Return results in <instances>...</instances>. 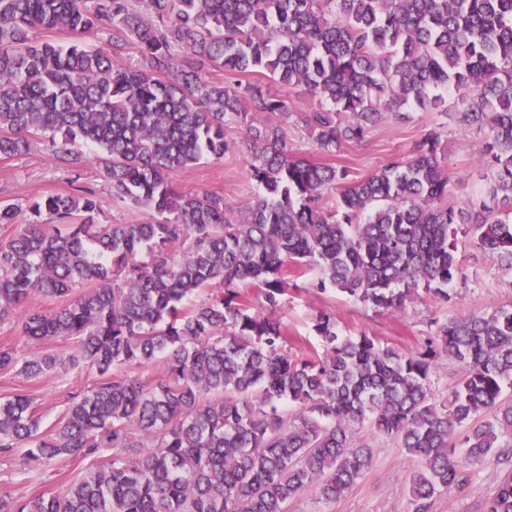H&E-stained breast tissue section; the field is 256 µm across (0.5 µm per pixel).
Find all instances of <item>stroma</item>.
Listing matches in <instances>:
<instances>
[{
  "instance_id": "obj_1",
  "label": "stroma",
  "mask_w": 512,
  "mask_h": 512,
  "mask_svg": "<svg viewBox=\"0 0 512 512\" xmlns=\"http://www.w3.org/2000/svg\"><path fill=\"white\" fill-rule=\"evenodd\" d=\"M279 96L287 99L291 109L282 118L288 144L307 159L319 162L323 155L305 127L307 112L317 107L319 100L303 87H277ZM446 112L414 111L407 122L385 118L358 144L345 145L332 156L334 165L347 168L352 176L366 177L376 172L390 159L407 155L413 144L433 125L444 128L442 145L446 154L451 184L448 200L457 204L482 193L486 186L479 174L478 162L485 143V134L476 129L462 128L458 121L455 96H447ZM225 136L232 150L224 158H206L201 163L181 171L173 178L179 192H208L224 195L238 205L250 202L258 187L250 176L251 157L243 145L245 132L235 123L229 124ZM79 189L95 192L100 203L99 221L103 224H135L149 217L148 210L128 207L113 198L112 185L106 177L105 164L93 151H85L80 164L67 166L52 153L47 141L33 139L24 154L0 157V203L26 206L29 199L55 193H75ZM462 271L453 284L450 302L435 300L427 293L408 304L404 312L389 315L330 289L322 293L306 290L305 279H298L289 290L278 311L288 328L295 347L315 342L313 331L317 315L335 317L337 328L345 334L366 333L388 341L401 350L419 346L430 332L433 318H453L477 310L490 311L512 305V272L501 266L496 257L482 250L475 239L460 241L457 253ZM14 347L26 357L41 354L76 355L77 344L72 340L31 343L22 336L20 319L0 322V346ZM97 374L86 365L69 367L38 379L24 381L13 372L0 370V398L23 391L34 400L41 431L50 430L61 417L69 393L90 389ZM359 437L372 441V465L369 472L344 495L333 502L321 500L317 486H309L288 504V512H410L407 474L412 463L400 448L387 439L371 438L369 428H362ZM22 449L0 453V498L10 500L50 493L80 475L84 463L71 460H51L35 469H21ZM495 487L492 470L476 467L465 491L454 490L436 497L433 512H482L485 500Z\"/></svg>"
}]
</instances>
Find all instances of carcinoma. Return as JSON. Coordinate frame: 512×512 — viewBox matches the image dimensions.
<instances>
[{
    "instance_id": "carcinoma-1",
    "label": "carcinoma",
    "mask_w": 512,
    "mask_h": 512,
    "mask_svg": "<svg viewBox=\"0 0 512 512\" xmlns=\"http://www.w3.org/2000/svg\"><path fill=\"white\" fill-rule=\"evenodd\" d=\"M37 28L104 32L108 48L40 43ZM129 47L143 65L114 68ZM206 62L236 80L203 79ZM255 72L330 104L305 124L332 156L387 114L404 120L438 108L442 91H465L460 121L487 131L488 191L448 204L441 126L364 178L308 160L270 120L288 101L239 80ZM233 120L259 195L235 206L176 192L173 176L233 149ZM35 135L70 165L82 161L78 146L97 149L113 195L153 215L97 224L93 192L49 195L0 239V322L33 295L62 299L29 312L22 336L76 340L99 376L47 433L29 395L0 398V450L27 444L25 469L112 450L58 492L1 499L0 512H288L312 484L331 502L371 467V445L356 436L366 425L417 461L411 512H431L489 463L484 512H512L511 305L432 318L410 351L343 336L320 314V349L293 353L277 317L306 276L391 314L421 288L446 303L461 236L512 271V0H0V157L26 152ZM206 288L214 294L191 303ZM444 357L466 374L438 400L431 381ZM159 358L165 378L153 383L114 374ZM64 365L0 346V369L24 381Z\"/></svg>"
}]
</instances>
